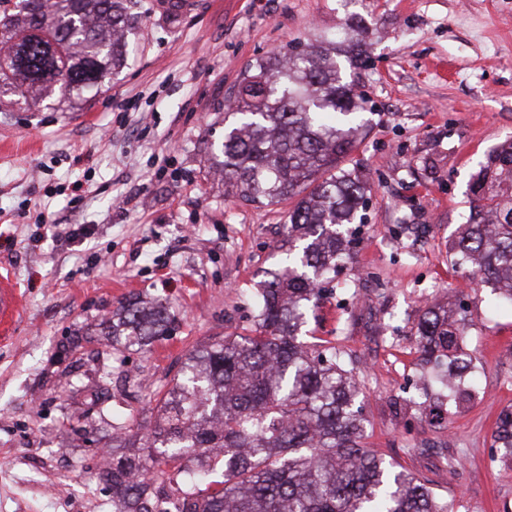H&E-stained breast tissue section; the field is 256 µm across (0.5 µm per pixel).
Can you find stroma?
Here are the masks:
<instances>
[{
    "label": "stroma",
    "instance_id": "obj_1",
    "mask_svg": "<svg viewBox=\"0 0 512 512\" xmlns=\"http://www.w3.org/2000/svg\"><path fill=\"white\" fill-rule=\"evenodd\" d=\"M136 12L127 65L85 109L0 112V274L21 303L0 339V512H112L97 478L112 429L88 388L111 370L113 404L152 420L147 392L171 386L188 350L251 328L290 204L244 201L214 176L225 102L257 60L354 18L369 58L343 74L368 110L343 165L373 191L308 328L360 358L370 448L456 512H512V467L491 439L512 406V309L450 262L470 178L512 137V0H140ZM72 224L88 238L67 239ZM130 296L176 318L146 353L93 341ZM458 296L481 391L440 429L411 403L413 326Z\"/></svg>",
    "mask_w": 512,
    "mask_h": 512
}]
</instances>
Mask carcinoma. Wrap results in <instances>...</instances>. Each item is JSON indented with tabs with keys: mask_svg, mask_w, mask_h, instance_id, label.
I'll use <instances>...</instances> for the list:
<instances>
[{
	"mask_svg": "<svg viewBox=\"0 0 512 512\" xmlns=\"http://www.w3.org/2000/svg\"><path fill=\"white\" fill-rule=\"evenodd\" d=\"M0 0V104L49 100L81 110L129 59L138 0ZM367 29L350 26L347 49L330 38L299 55L256 62L230 101L217 166L248 202L293 196L279 249L254 301L255 335L210 336L181 362L164 394L151 392L156 420L112 419V512H453L428 483L366 446L364 393L352 358L331 340L301 336L336 266L356 247L368 204L367 176L341 161L357 146L363 94L344 82L336 53L357 68ZM470 211L452 262L512 307V138L481 163L469 184ZM165 304L137 297L112 311V347L146 352L172 329ZM461 304L429 305L414 342L429 378L418 406L448 426L474 400L478 375L466 349ZM512 463V407L492 434Z\"/></svg>",
	"mask_w": 512,
	"mask_h": 512,
	"instance_id": "carcinoma-1",
	"label": "carcinoma"
}]
</instances>
